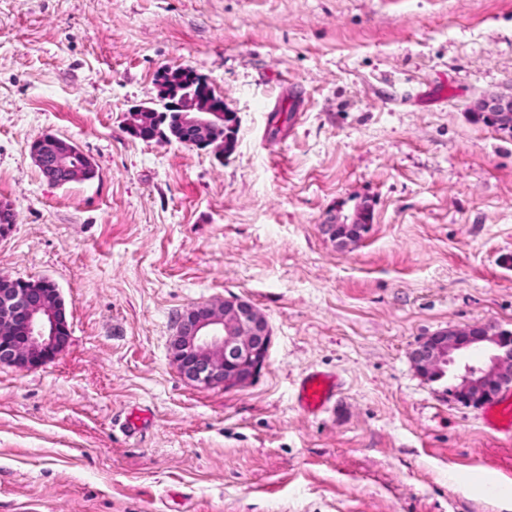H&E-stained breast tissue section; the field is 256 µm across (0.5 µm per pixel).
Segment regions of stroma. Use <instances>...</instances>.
I'll list each match as a JSON object with an SVG mask.
<instances>
[{
  "instance_id": "1",
  "label": "stroma",
  "mask_w": 512,
  "mask_h": 512,
  "mask_svg": "<svg viewBox=\"0 0 512 512\" xmlns=\"http://www.w3.org/2000/svg\"><path fill=\"white\" fill-rule=\"evenodd\" d=\"M179 65L237 112L229 157L125 132ZM509 91L512 0H0V276L53 281L70 327L0 366V512H512V434L411 360L512 330V136L474 117ZM47 134L96 177L48 182ZM365 201L359 243L322 233ZM229 295L267 364L196 388L175 322ZM312 370L337 383L316 415ZM336 391V378L322 371H312L300 381L296 395L298 405L311 414L328 407Z\"/></svg>"
}]
</instances>
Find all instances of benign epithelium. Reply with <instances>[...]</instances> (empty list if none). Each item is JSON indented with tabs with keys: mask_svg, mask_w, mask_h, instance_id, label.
<instances>
[{
	"mask_svg": "<svg viewBox=\"0 0 512 512\" xmlns=\"http://www.w3.org/2000/svg\"><path fill=\"white\" fill-rule=\"evenodd\" d=\"M161 108L138 105L124 118L126 131L144 141L166 140L206 149L232 150L238 115L211 92L210 80L194 74L188 80L161 85ZM479 119L512 134V92L482 99ZM224 130V138L214 137ZM31 155L43 176L62 186L88 180L97 169L74 144L46 136ZM372 227V210L363 204L350 215L331 214L322 232L340 245L362 239ZM70 338L65 302L47 279L0 276V365L21 370L40 368L65 350ZM265 316L251 302L231 295L222 301L194 305L176 321L170 362L200 388L237 389L251 384L265 367L271 346ZM485 351L474 361L473 352ZM417 372L430 381L454 380L453 398L467 406L491 403L512 388V331L471 326L441 330L421 340L412 352Z\"/></svg>",
	"mask_w": 512,
	"mask_h": 512,
	"instance_id": "obj_1",
	"label": "benign epithelium"
}]
</instances>
